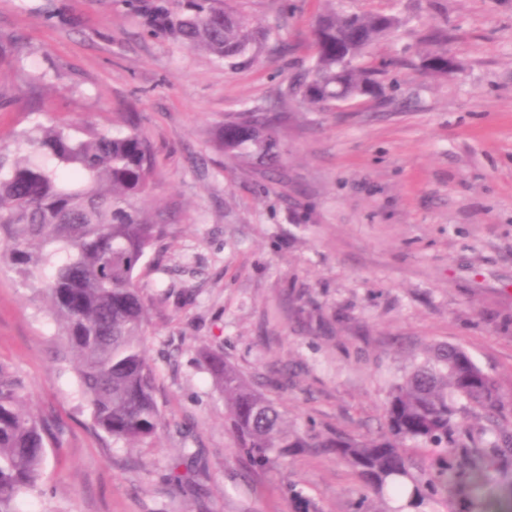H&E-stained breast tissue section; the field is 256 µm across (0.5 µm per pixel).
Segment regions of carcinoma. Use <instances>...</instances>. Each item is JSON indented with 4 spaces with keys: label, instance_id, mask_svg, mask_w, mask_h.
<instances>
[{
    "label": "carcinoma",
    "instance_id": "cac0c4a2",
    "mask_svg": "<svg viewBox=\"0 0 512 512\" xmlns=\"http://www.w3.org/2000/svg\"><path fill=\"white\" fill-rule=\"evenodd\" d=\"M146 17L154 31L230 68L267 39L223 0H175L173 10L154 4ZM399 23L392 16L387 24L379 13L324 11L315 23L322 35L309 76L297 84L303 104L323 109L377 92L379 71L354 60ZM431 42L423 64L438 71L448 62V30H435ZM278 123L274 112H239L216 129L215 148L243 165L274 167ZM17 143L14 158L0 157V260L25 282L50 272L41 296L74 355L93 426L114 442L152 439L161 417L145 355L148 310L135 271L168 215L147 207L156 180L151 144L132 121L126 131L86 128L80 136L38 125L18 134ZM203 362L230 401L225 424L254 464L322 450L378 496L402 501L387 512H420L450 496L455 512H480V491L512 462V426L487 441L459 418V398L489 419L505 408L497 381L461 347H440L412 365L391 388L380 429L357 436L291 430L278 404L221 351H206ZM51 430L29 411L24 381L0 364V512H16L17 499L38 488Z\"/></svg>",
    "mask_w": 512,
    "mask_h": 512
}]
</instances>
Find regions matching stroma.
Instances as JSON below:
<instances>
[{"mask_svg":"<svg viewBox=\"0 0 512 512\" xmlns=\"http://www.w3.org/2000/svg\"><path fill=\"white\" fill-rule=\"evenodd\" d=\"M154 0H0V153L36 124L124 127L138 115L168 210L137 280L162 416L130 447L95 429L34 283L0 266V363L53 425L39 490L17 512H386L347 466L304 453L259 468L224 421L201 361H227L288 415L325 434L376 430L395 376L444 345L465 348L512 409V0H228L269 39L237 67L151 31ZM389 12L373 43L386 93L311 109L288 89L312 65L329 6ZM434 27L453 72L419 68ZM274 111L277 168L217 152L212 130ZM198 457L201 492L171 481Z\"/></svg>","mask_w":512,"mask_h":512,"instance_id":"35a3bbf8","label":"stroma"}]
</instances>
